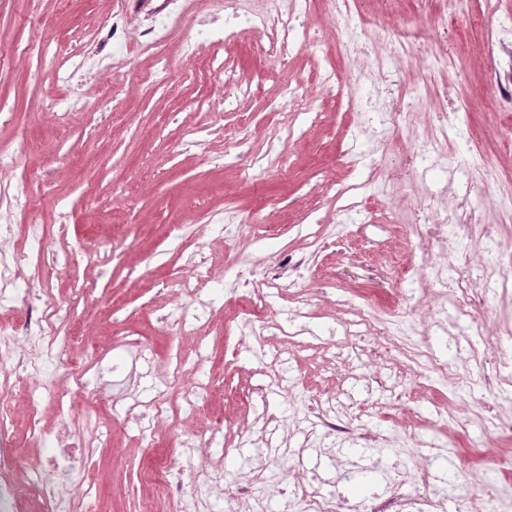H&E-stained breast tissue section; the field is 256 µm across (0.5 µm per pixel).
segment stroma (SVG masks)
<instances>
[{"label":"stroma","mask_w":512,"mask_h":512,"mask_svg":"<svg viewBox=\"0 0 512 512\" xmlns=\"http://www.w3.org/2000/svg\"><path fill=\"white\" fill-rule=\"evenodd\" d=\"M220 7L221 0H198L171 29L167 81L82 73V101L61 123L45 103L66 94L68 67L48 65L37 43L107 30L118 0H0V154L13 157L0 169V222L47 224L52 234L49 255L39 259L23 234L11 239L29 256L17 287L64 305L59 382L90 390L112 365L135 372L123 378L118 404L50 406L38 425L76 424L87 443L85 485L102 512H168L147 479L160 455L171 458L173 478L183 479L185 499L199 512H231L223 495L187 480L203 460L181 455L186 438L208 444L225 482H252L261 512H297L281 491L294 472L323 493L328 475L353 465V480L334 489L353 497L384 492L390 477L425 457L445 512H457L460 498L479 492L465 462L490 445L479 403L493 398L512 409V384L486 388V368L475 360L469 386L438 383L426 393L415 384L419 352L457 363L469 351L485 352L489 339L462 332L451 302L456 273L435 279L402 226L420 198L458 190L469 171L477 179L467 207L477 222L460 230L458 247L479 251L485 224H501L512 237L499 202L501 180L512 175V110L494 107L489 89L498 39L512 32V0L453 7L448 0H348L347 34L334 30L330 0H297L294 50L285 58L257 52L251 36L218 50L199 40ZM443 12L444 41L434 23ZM382 25L420 32L424 51L397 56L375 39ZM188 38L199 41L192 59L180 53ZM213 58L235 61L242 96L225 98L223 78L208 68ZM294 91L302 106L290 102ZM442 92L447 158L414 182L397 181L391 155L430 135V100ZM354 102L393 105L413 117L391 131L356 114ZM243 155L256 158L252 169L243 170ZM20 183L30 200L23 214L6 199ZM350 187L356 211L338 215L337 192ZM228 211L268 225L271 236L231 231ZM172 224L180 227L173 236ZM392 253L443 309L426 332L413 329L411 316L383 310L400 336L397 352L378 348L356 325L370 289L394 282L386 263ZM300 256L308 259L303 273L286 272L281 292L268 298L270 329L262 339L249 336L236 316L247 298L237 286L240 271L259 274L273 259ZM201 261L212 280L185 291ZM183 312L193 318L186 329L174 321ZM228 350L237 358L225 364L222 391L193 396L189 383H209L212 364ZM174 368L176 380L167 375ZM153 399L165 403L160 418L134 407ZM319 401L353 428L387 437L386 447L321 444L311 433ZM265 414L280 419L279 429L264 427ZM33 425L26 409H16L10 432L23 445L28 480L51 448L31 440Z\"/></svg>","instance_id":"1"}]
</instances>
